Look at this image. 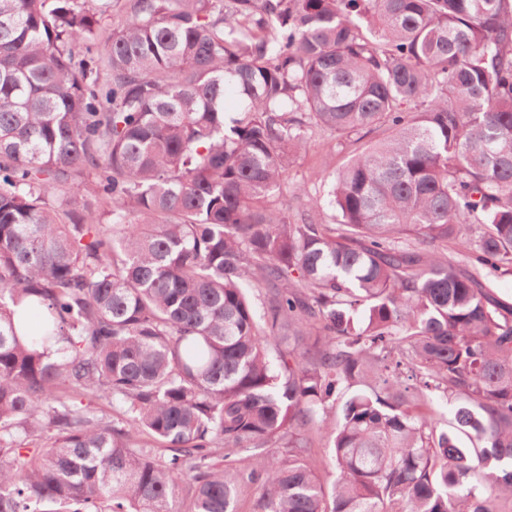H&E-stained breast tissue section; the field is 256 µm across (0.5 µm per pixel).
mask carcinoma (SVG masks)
I'll list each match as a JSON object with an SVG mask.
<instances>
[{"mask_svg": "<svg viewBox=\"0 0 512 512\" xmlns=\"http://www.w3.org/2000/svg\"><path fill=\"white\" fill-rule=\"evenodd\" d=\"M105 13L0 0V512H496L512 0H126L96 55ZM383 125L339 225L266 206ZM382 136L381 132L372 133L361 142L353 144L345 137L317 130L309 131L305 150L291 158L280 189L268 198L266 205L274 208L288 200L295 214L309 210L321 224H335V219L337 223V213L326 204L331 177L315 179L313 173L321 170H326V173L337 172L354 157L357 150ZM299 186L305 188L301 194L298 192ZM314 200H320L322 207L311 210L310 202Z\"/></svg>", "mask_w": 512, "mask_h": 512, "instance_id": "1", "label": "carcinoma"}]
</instances>
